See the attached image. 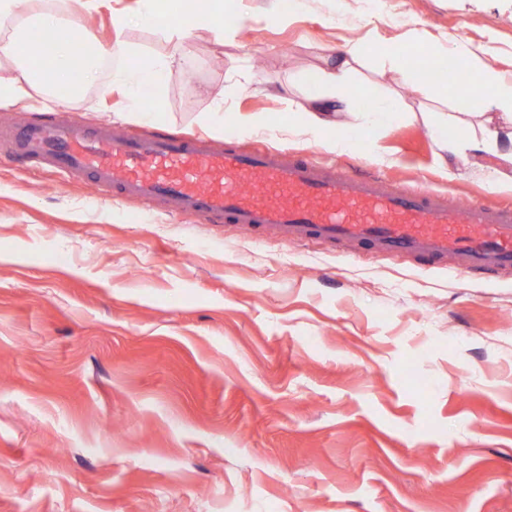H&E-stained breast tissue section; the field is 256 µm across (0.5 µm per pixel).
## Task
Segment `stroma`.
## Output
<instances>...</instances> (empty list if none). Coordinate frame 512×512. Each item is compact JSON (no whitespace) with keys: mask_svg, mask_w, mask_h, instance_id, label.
Here are the masks:
<instances>
[{"mask_svg":"<svg viewBox=\"0 0 512 512\" xmlns=\"http://www.w3.org/2000/svg\"><path fill=\"white\" fill-rule=\"evenodd\" d=\"M224 0L240 28L184 30L187 55L147 122L116 118L120 92L53 108L117 133L177 131L323 165L356 157L391 183L462 203L512 204V169L484 154L444 167L434 123L481 138L500 109L459 112L420 76L465 50L512 82V0ZM140 0L58 12L145 59L157 29L112 28ZM372 34L380 54L350 87L391 99L356 153L307 142L304 74ZM406 46V66L383 49ZM251 83L230 91L238 64ZM263 130L211 134L216 98ZM45 109L0 110V130ZM0 512H512V274L331 250L171 215L89 179L16 161L0 145Z\"/></svg>","mask_w":512,"mask_h":512,"instance_id":"35a3bbf8","label":"stroma"}]
</instances>
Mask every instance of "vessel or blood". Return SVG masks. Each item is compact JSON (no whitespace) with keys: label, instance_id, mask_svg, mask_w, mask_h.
<instances>
[{"label":"vessel or blood","instance_id":"1","mask_svg":"<svg viewBox=\"0 0 512 512\" xmlns=\"http://www.w3.org/2000/svg\"><path fill=\"white\" fill-rule=\"evenodd\" d=\"M11 143L28 164L89 176L123 198L165 201L175 215L202 223L419 263L448 260L464 274L512 271L511 206L472 198L457 207L354 165L327 169L303 155L220 147L187 133L115 137L52 118L13 130Z\"/></svg>","mask_w":512,"mask_h":512}]
</instances>
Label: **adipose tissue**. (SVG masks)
<instances>
[{
  "instance_id": "obj_1",
  "label": "adipose tissue",
  "mask_w": 512,
  "mask_h": 512,
  "mask_svg": "<svg viewBox=\"0 0 512 512\" xmlns=\"http://www.w3.org/2000/svg\"><path fill=\"white\" fill-rule=\"evenodd\" d=\"M164 8L149 7L137 14L140 25L152 28L209 29L217 36L234 30L239 17L222 18L219 0H209L207 6L184 8V0H167ZM21 0H0V57L12 64L9 75L0 76V109H7L22 102L39 100L42 106L69 104L80 98L94 84L104 59H111L114 80L99 87L101 95H111L113 88H121L124 102L118 115L128 121L145 118L139 103L144 99L158 100L159 92L169 71L181 65L185 47L181 39H174L168 54L145 65L132 63V50L121 40L110 48L96 43H86L82 54H74L69 28L61 24L54 13L35 15L31 27L18 25ZM375 43L366 37L345 52L327 61L324 67L307 78L310 104L304 113L302 132L314 142L331 151L352 149L358 142V131L348 127L328 137L334 129L333 116L349 111L348 86L353 65L361 57L373 53ZM461 71L466 80H478L480 94L460 98L457 105L463 112L484 111L487 104L512 112V83L501 81L494 69L486 64H476L464 58ZM64 85L68 94L57 97L56 85ZM443 165L469 161L485 152L493 155L500 167H512V132L500 134L489 131L484 140L458 136L444 143Z\"/></svg>"
}]
</instances>
